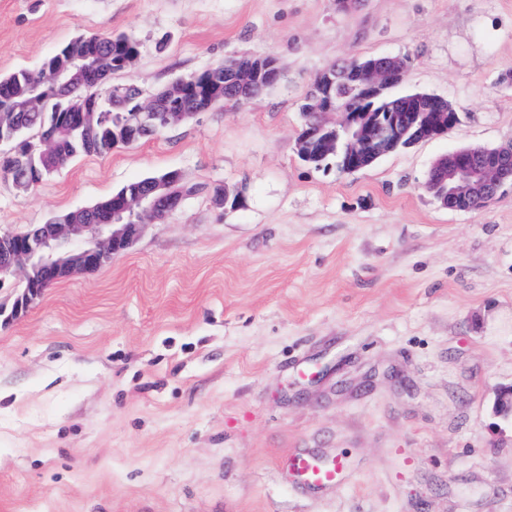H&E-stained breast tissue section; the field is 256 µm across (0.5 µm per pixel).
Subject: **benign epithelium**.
Instances as JSON below:
<instances>
[{"label": "benign epithelium", "instance_id": "1", "mask_svg": "<svg viewBox=\"0 0 512 512\" xmlns=\"http://www.w3.org/2000/svg\"><path fill=\"white\" fill-rule=\"evenodd\" d=\"M405 60L391 54L379 56V65L359 70V75L376 95L387 88L397 86L404 80ZM281 70L276 62H267L256 67L245 64L240 68L237 80L224 84V66L216 64L200 74L192 76L179 85L177 97L182 99L202 90L218 98L228 93L240 100H249L256 90L277 85ZM416 108L417 124L408 127L393 125L383 135L371 137L365 124L341 113V126L345 134V156L353 161V169L363 167L360 160L366 156L389 153L392 144L407 135L416 141L430 140L442 136L457 126V109L448 105V121H443L440 112L428 111L431 98L414 96L408 98ZM337 140L320 138L318 131L308 132L296 144L302 153L316 152L327 156L336 153ZM436 170L441 172V181L448 182V193L439 191V183L432 181L429 189L441 205L450 210H462V202L477 196L481 203L492 199L506 184H512V142L494 148L471 147L455 149L441 157ZM182 203L180 196L171 190L159 191L151 187L146 191H133L124 196L120 204L112 209L109 222L90 224H47L39 233L0 235V274H15L21 264L42 271H56L67 275L78 270H89L103 256L126 251L134 242L146 221H158V211L168 214L176 211ZM493 412L503 418H512V385L499 387L495 391Z\"/></svg>", "mask_w": 512, "mask_h": 512}]
</instances>
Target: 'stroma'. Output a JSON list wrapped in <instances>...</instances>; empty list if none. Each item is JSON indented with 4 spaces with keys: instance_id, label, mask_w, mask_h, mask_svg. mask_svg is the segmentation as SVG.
Segmentation results:
<instances>
[{
    "instance_id": "1",
    "label": "stroma",
    "mask_w": 512,
    "mask_h": 512,
    "mask_svg": "<svg viewBox=\"0 0 512 512\" xmlns=\"http://www.w3.org/2000/svg\"><path fill=\"white\" fill-rule=\"evenodd\" d=\"M103 31L140 41L115 79L148 95L242 54L282 79L34 192L0 180L2 235L152 173L195 188L0 321V512H512V186L476 211L424 188L449 150L512 141V0H0V75ZM384 53L461 125L352 175L302 163L313 75ZM292 448L351 476L297 490Z\"/></svg>"
}]
</instances>
